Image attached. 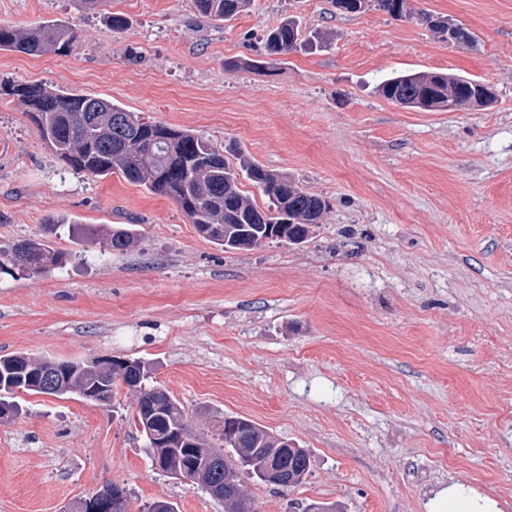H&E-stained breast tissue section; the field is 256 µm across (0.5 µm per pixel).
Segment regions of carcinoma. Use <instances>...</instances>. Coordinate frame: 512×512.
Wrapping results in <instances>:
<instances>
[{
    "mask_svg": "<svg viewBox=\"0 0 512 512\" xmlns=\"http://www.w3.org/2000/svg\"><path fill=\"white\" fill-rule=\"evenodd\" d=\"M204 17L230 20L250 0H193ZM77 40L74 28L62 20L33 26L0 24V51L41 57L63 54ZM299 22L287 18L265 35L269 57L287 55L304 44ZM384 98L406 101L423 111H437L453 102L469 107L474 80L450 73L407 72L381 81ZM0 95L16 99L41 133L47 147L72 170L104 178L119 174L127 182L177 204L203 238L226 250H250L276 241L281 233L294 244L311 238L329 204L304 191L286 173L268 169L243 150L226 151L201 133L147 121L114 102L43 84L0 86ZM260 190L266 202L258 206L242 189L244 181ZM86 243L99 253L125 251L138 233L133 224L104 227L82 224ZM20 269L32 276L64 268L65 254L39 239H26L12 253H0V270L12 254ZM144 362L101 356L90 361L35 357L24 352L0 356V421L18 413L19 392L54 397L76 395L102 405L112 402L119 388L134 393L135 422L147 441L152 463L162 472L187 471L190 482L224 501L225 512H251L242 491L246 474L263 481L269 456L278 457L282 489L301 485L310 469L308 449L298 445L279 451L280 438L255 422L226 414L219 420L217 439L194 427L181 404L164 388L149 386ZM126 489L110 483L98 494L114 498L112 512H126Z\"/></svg>",
    "mask_w": 512,
    "mask_h": 512,
    "instance_id": "cac0c4a2",
    "label": "carcinoma"
}]
</instances>
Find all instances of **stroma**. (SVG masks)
I'll use <instances>...</instances> for the list:
<instances>
[{
  "instance_id": "1",
  "label": "stroma",
  "mask_w": 512,
  "mask_h": 512,
  "mask_svg": "<svg viewBox=\"0 0 512 512\" xmlns=\"http://www.w3.org/2000/svg\"><path fill=\"white\" fill-rule=\"evenodd\" d=\"M394 17L333 0H251L228 21L193 0H0V23L60 18L78 35L43 57L0 52V84L108 98L151 121L234 145L295 177L330 207L304 244L224 251L167 197L70 171L22 106L0 97V249L41 239L66 252L46 277L0 270V355H102L150 363L153 384L194 425L245 417L306 448L303 484L244 478L258 512H512V0H408ZM122 15L112 30L109 14ZM444 16L473 44L436 37ZM293 17L329 42L264 67L268 30ZM492 86L483 110L426 112L380 96L401 72ZM134 224L137 244L105 259L49 219ZM0 423V512H61L117 483L129 512L156 501L224 512L155 469L111 406L20 393Z\"/></svg>"
}]
</instances>
